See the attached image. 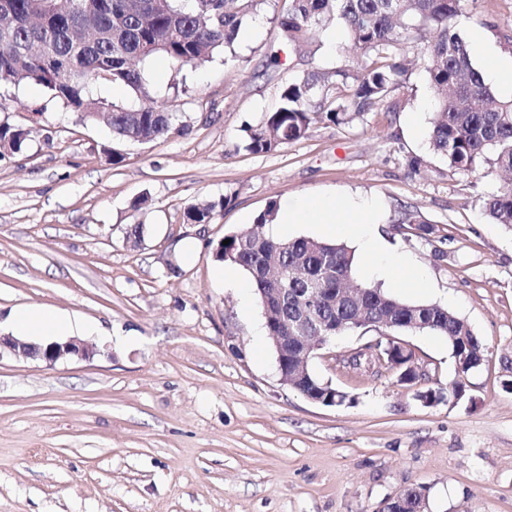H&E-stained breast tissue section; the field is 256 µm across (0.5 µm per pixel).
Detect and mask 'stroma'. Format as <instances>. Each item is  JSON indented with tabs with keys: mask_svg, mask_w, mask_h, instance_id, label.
I'll return each mask as SVG.
<instances>
[{
	"mask_svg": "<svg viewBox=\"0 0 512 512\" xmlns=\"http://www.w3.org/2000/svg\"><path fill=\"white\" fill-rule=\"evenodd\" d=\"M283 3L261 0L247 20L233 45L242 66L220 51L180 73L158 56L141 63L185 125L179 136L119 141L43 85L0 84V124L30 132L21 152L0 155V332L21 308L101 327L90 360L0 357V512H383L408 488L422 491L424 512H512V228L482 210L500 181L434 152L433 96L417 65L389 104L316 123L268 153L245 150L244 127L278 106L286 83L349 58L332 26L314 57L267 66ZM455 27L503 49L512 0H469ZM323 194L373 202L372 232L432 287H388L363 257L357 281L446 307L483 342L460 399L446 394L457 377L448 341L427 331L393 336L424 370L413 383L388 365L344 367L381 340L371 329L327 342L310 364L343 403L281 382L264 311L238 287L246 273L217 278L213 251L269 205ZM141 196L149 205L134 210ZM202 201L219 204L210 222L187 221ZM407 210L418 224L401 223ZM430 389L444 400L423 404Z\"/></svg>",
	"mask_w": 512,
	"mask_h": 512,
	"instance_id": "35a3bbf8",
	"label": "stroma"
}]
</instances>
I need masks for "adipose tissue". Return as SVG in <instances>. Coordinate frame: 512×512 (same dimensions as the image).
<instances>
[{
	"label": "adipose tissue",
	"mask_w": 512,
	"mask_h": 512,
	"mask_svg": "<svg viewBox=\"0 0 512 512\" xmlns=\"http://www.w3.org/2000/svg\"><path fill=\"white\" fill-rule=\"evenodd\" d=\"M377 211L373 204L353 198L341 199L333 195L302 199L285 204L278 212L277 222L285 227L291 224H317L328 233L359 237L365 255H385L387 270L402 275L413 292H426L430 284L417 276L405 260L396 254H386L383 241L373 235L361 234L359 227L373 223ZM12 324L20 336H66L72 326L53 313H36L19 309L12 314Z\"/></svg>",
	"instance_id": "obj_1"
}]
</instances>
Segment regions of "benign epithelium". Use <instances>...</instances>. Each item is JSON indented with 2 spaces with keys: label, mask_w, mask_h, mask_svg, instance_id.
<instances>
[{
  "label": "benign epithelium",
  "mask_w": 512,
  "mask_h": 512,
  "mask_svg": "<svg viewBox=\"0 0 512 512\" xmlns=\"http://www.w3.org/2000/svg\"><path fill=\"white\" fill-rule=\"evenodd\" d=\"M266 326L278 351V368L285 385L301 391L309 400L324 405H335L346 399V394L327 383L319 389H302V381L308 378L309 363L315 352L336 337V324L322 321L312 308L304 306L292 321L275 322L268 319ZM5 352L17 358L37 359L54 366L72 358L89 360L98 353V349L74 337L38 342L22 336L0 334V355ZM388 353L392 365L403 369L401 380L422 375V368L414 357L399 344H392Z\"/></svg>",
  "instance_id": "7a95c632"
}]
</instances>
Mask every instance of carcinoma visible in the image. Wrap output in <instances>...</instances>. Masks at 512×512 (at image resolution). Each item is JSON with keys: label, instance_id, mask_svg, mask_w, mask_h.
<instances>
[{"label": "carcinoma", "instance_id": "obj_1", "mask_svg": "<svg viewBox=\"0 0 512 512\" xmlns=\"http://www.w3.org/2000/svg\"><path fill=\"white\" fill-rule=\"evenodd\" d=\"M260 0H54L44 15L39 0H10V19L0 16V83L35 82L71 111L91 112L113 136L153 142L184 133L175 113L156 104L138 63L164 56L179 72L208 62L223 48H232L249 14ZM469 0H288L273 17L283 48L317 52L315 31L336 24L359 51L336 68H316L286 84L276 110L246 129V150L267 153L305 137L314 120L345 123L384 102L403 84L406 68L399 52L416 44L428 84L436 98L430 141L448 167L476 173L484 166L512 173V100L499 99L473 66L466 39L454 19ZM110 83L131 90L136 104L126 106L96 98L93 87ZM27 134L0 126L3 148L19 152ZM495 224L512 227V182L482 199ZM216 204L192 205L187 220L204 224ZM278 210L271 204L252 229L227 235L226 257L217 261L241 268L263 289L288 290L273 308L293 315L305 289H322L319 314L336 324H354L383 332L385 326L415 324L421 330L451 339L452 357L465 359V370L452 387L465 391V378L477 368L485 346L468 324L436 304L409 303L378 286L360 285L359 304L332 302L333 292L356 285L354 254L342 243L299 237L280 239L270 233Z\"/></svg>", "mask_w": 512, "mask_h": 512}]
</instances>
